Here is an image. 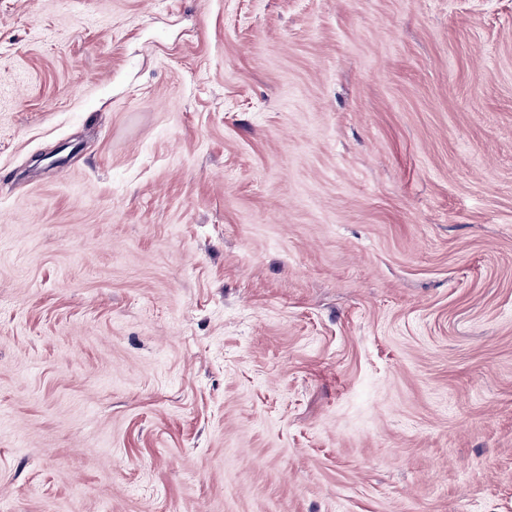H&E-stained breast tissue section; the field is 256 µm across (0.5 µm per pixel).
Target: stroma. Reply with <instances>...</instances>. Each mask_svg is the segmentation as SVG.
<instances>
[{"instance_id": "obj_1", "label": "stroma", "mask_w": 512, "mask_h": 512, "mask_svg": "<svg viewBox=\"0 0 512 512\" xmlns=\"http://www.w3.org/2000/svg\"><path fill=\"white\" fill-rule=\"evenodd\" d=\"M0 512H512V0H0Z\"/></svg>"}]
</instances>
